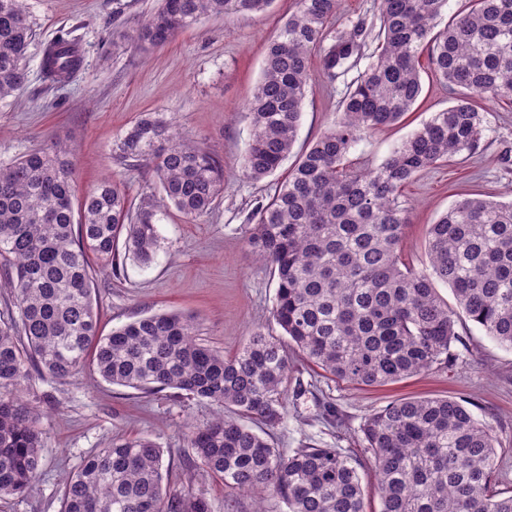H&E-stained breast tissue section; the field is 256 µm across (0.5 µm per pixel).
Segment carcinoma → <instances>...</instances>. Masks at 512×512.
<instances>
[{
  "mask_svg": "<svg viewBox=\"0 0 512 512\" xmlns=\"http://www.w3.org/2000/svg\"><path fill=\"white\" fill-rule=\"evenodd\" d=\"M271 0H160L141 22L140 48L166 44L199 20L263 12ZM447 0H374L373 18L330 27L338 0H298L268 45L250 101L251 142L242 169L252 180L277 170L296 142L309 59L319 52L328 82L346 79L339 116L302 152L271 200L250 216L248 245L277 289L272 318L284 340L260 331L226 357L196 338L183 313L140 316L98 332L89 256L120 275L125 254L150 263L159 247L156 211L131 207L109 178L73 203L72 150L33 149L0 167V256L7 320L0 324V497L30 493L41 475L45 431L21 390L35 378L63 380L92 360L102 380L143 393L166 388L215 407L185 434L192 457L224 486L274 499L286 512H367L362 464L341 448H276L266 430L287 413L288 351L354 387L399 382L448 365L462 313L512 348V202L457 201L427 227L429 271L401 261L408 211L401 187L462 153L484 131L481 101L512 100V0H466L437 31ZM32 39L23 0H0V100L27 82ZM431 48L435 77L458 89L382 163L357 168L348 154L367 133L398 122L422 92L419 55ZM83 63L77 42L58 36L43 77L61 84ZM130 166L152 165L163 206L201 217L224 190V164L160 112L142 114L114 140ZM450 288L458 309L437 292ZM371 455L378 512H512L493 493L497 438L454 398H403L357 428ZM164 450L123 437L85 457L63 485L60 512H213L209 498L164 484Z\"/></svg>",
  "mask_w": 512,
  "mask_h": 512,
  "instance_id": "obj_1",
  "label": "carcinoma"
}]
</instances>
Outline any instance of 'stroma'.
Wrapping results in <instances>:
<instances>
[{"instance_id": "35a3bbf8", "label": "stroma", "mask_w": 512, "mask_h": 512, "mask_svg": "<svg viewBox=\"0 0 512 512\" xmlns=\"http://www.w3.org/2000/svg\"><path fill=\"white\" fill-rule=\"evenodd\" d=\"M156 0H26L35 35L28 50V82L0 102V163L52 142L74 147V195L83 198L102 178H113L133 204L157 201L159 187L148 166L128 167L114 157L112 141L145 112H164L224 162V192L213 209L189 222L176 210L162 214L160 247L153 262L126 261L120 276L94 270V307L100 334H108L143 314L177 311L192 315L202 342L224 355L241 349L254 331L276 336L272 319L276 283L247 243L248 218L267 203L288 174L254 181L241 160L251 131L250 94L259 80L266 48L296 8V0H272L261 14L206 17L164 46L140 52L136 31ZM76 38L81 69L68 82L52 85L41 77L45 47L63 33ZM294 153L305 151L338 116L342 85H329L319 54H312ZM423 91L411 112L396 125L367 134L348 155L360 166L380 164L434 113L452 106L455 88L421 71ZM484 132L478 153L454 157L406 183L400 199L410 222L400 246L403 262L428 269L425 233L457 200L480 194L512 199V101L483 102ZM452 367L382 386L355 388L327 378L297 351H289L290 377L307 392L289 398L282 425L270 430L278 448L324 443L345 449L363 462L371 504L379 497L370 456L356 434L362 418L406 397L465 399L475 418L499 441L498 491L512 493V349L486 336L471 321L456 325ZM24 400L46 430L43 472L34 490L0 501V512H59L64 478L91 452L120 436H141L164 450L173 488L206 493L215 512L233 502V512H253L252 497L225 488L202 471L185 466L189 453L186 423L202 425L212 406L172 390L154 395L103 381L92 365L66 380L33 381ZM335 404L341 421L323 420L325 404Z\"/></svg>"}]
</instances>
